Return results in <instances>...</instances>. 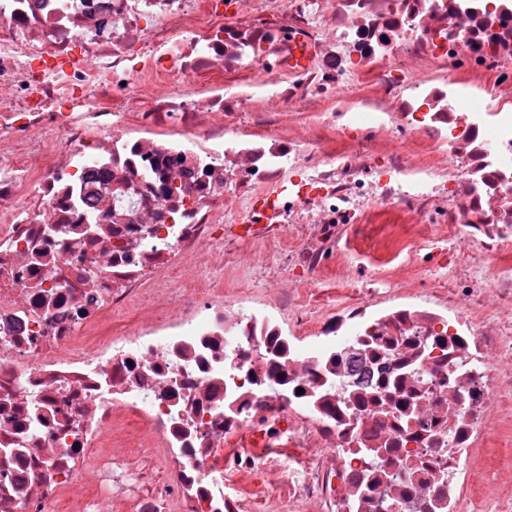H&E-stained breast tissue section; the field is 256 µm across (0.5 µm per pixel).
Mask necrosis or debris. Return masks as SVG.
<instances>
[{
  "label": "necrosis or debris",
  "mask_w": 512,
  "mask_h": 512,
  "mask_svg": "<svg viewBox=\"0 0 512 512\" xmlns=\"http://www.w3.org/2000/svg\"><path fill=\"white\" fill-rule=\"evenodd\" d=\"M401 224L388 287L346 265ZM430 224L447 260L410 249ZM285 236L272 295L192 272ZM498 420L512 0H0V512H267L231 473L302 512H512L475 487Z\"/></svg>",
  "instance_id": "4bbe7bcc"
}]
</instances>
